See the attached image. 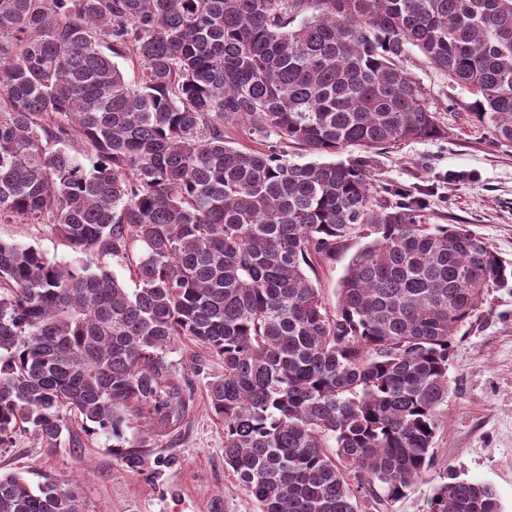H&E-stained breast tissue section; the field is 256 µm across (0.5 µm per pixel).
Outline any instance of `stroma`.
<instances>
[{"instance_id": "obj_1", "label": "stroma", "mask_w": 512, "mask_h": 512, "mask_svg": "<svg viewBox=\"0 0 512 512\" xmlns=\"http://www.w3.org/2000/svg\"><path fill=\"white\" fill-rule=\"evenodd\" d=\"M408 65L425 87L445 137L384 149L373 186L422 198L426 224H463L512 263V143L472 115L474 95L450 81L419 51ZM0 240L33 245L65 262L72 253L47 227L0 224ZM191 391L181 429L163 435L131 422L122 444L145 450L142 472L125 470L112 453V438L83 435L79 448L43 447L20 433L0 448V471L21 473L30 485L52 478L75 484L85 512H257L255 502L224 469V427L209 406L207 383L224 372L221 359L188 340L170 355ZM448 402L433 444V468L392 512H430L440 476L492 484L501 512H512V287L485 294L473 317L454 337L448 360ZM174 456L156 467L159 456Z\"/></svg>"}]
</instances>
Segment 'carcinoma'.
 Returning <instances> with one entry per match:
<instances>
[{"label": "carcinoma", "instance_id": "cac0c4a2", "mask_svg": "<svg viewBox=\"0 0 512 512\" xmlns=\"http://www.w3.org/2000/svg\"><path fill=\"white\" fill-rule=\"evenodd\" d=\"M409 45L512 143V0H0V224L74 254L0 241V447L23 430L79 448L73 419L116 439L134 419L179 428L185 337L222 360L207 396L258 512L405 498L433 464L452 339L512 281L464 225L372 194L381 149L444 133ZM239 120L276 140L227 145ZM290 144L347 156L291 162ZM362 238L332 311L306 269ZM0 512L84 510L71 484L0 473ZM430 512L500 504L446 475ZM0 239L21 245H34L49 258L65 262L73 254L62 240L55 237L47 227L34 224H0Z\"/></svg>", "mask_w": 512, "mask_h": 512}]
</instances>
